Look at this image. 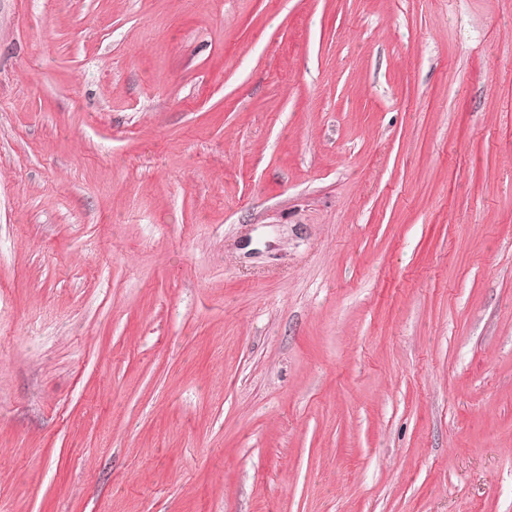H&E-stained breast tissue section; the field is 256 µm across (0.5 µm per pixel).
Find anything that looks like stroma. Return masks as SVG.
<instances>
[{"label":"stroma","instance_id":"obj_1","mask_svg":"<svg viewBox=\"0 0 512 512\" xmlns=\"http://www.w3.org/2000/svg\"><path fill=\"white\" fill-rule=\"evenodd\" d=\"M0 512H512V0H0Z\"/></svg>","mask_w":512,"mask_h":512}]
</instances>
